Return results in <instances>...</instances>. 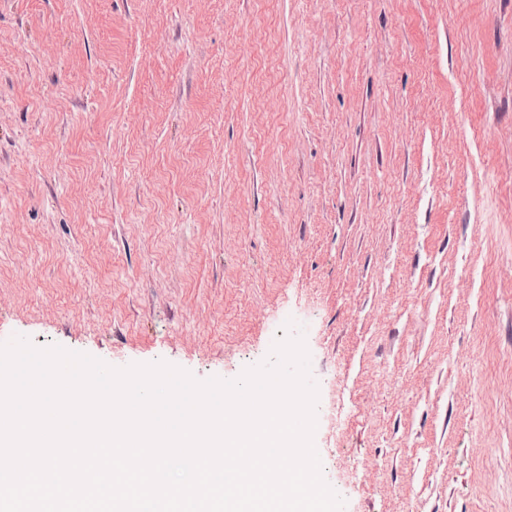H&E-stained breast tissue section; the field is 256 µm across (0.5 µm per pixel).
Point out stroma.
<instances>
[{"label": "stroma", "instance_id": "35a3bbf8", "mask_svg": "<svg viewBox=\"0 0 512 512\" xmlns=\"http://www.w3.org/2000/svg\"><path fill=\"white\" fill-rule=\"evenodd\" d=\"M290 318L345 512H512V0H0V334Z\"/></svg>", "mask_w": 512, "mask_h": 512}]
</instances>
